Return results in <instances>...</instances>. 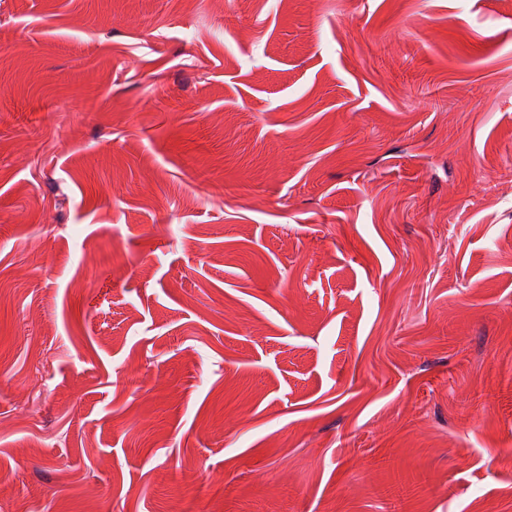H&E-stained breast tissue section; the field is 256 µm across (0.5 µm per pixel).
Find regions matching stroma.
I'll return each mask as SVG.
<instances>
[{
    "mask_svg": "<svg viewBox=\"0 0 512 512\" xmlns=\"http://www.w3.org/2000/svg\"><path fill=\"white\" fill-rule=\"evenodd\" d=\"M512 512V0H0V512Z\"/></svg>",
    "mask_w": 512,
    "mask_h": 512,
    "instance_id": "35a3bbf8",
    "label": "stroma"
}]
</instances>
